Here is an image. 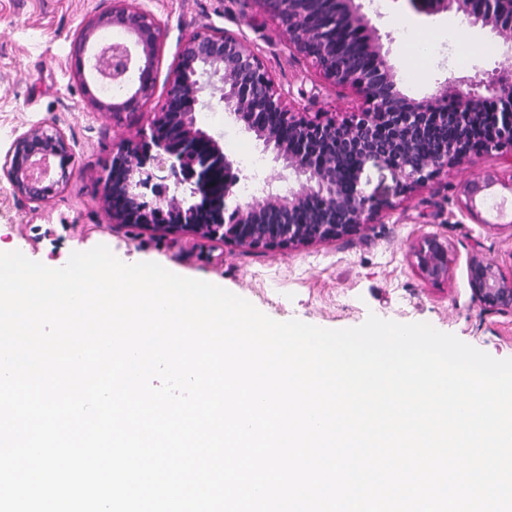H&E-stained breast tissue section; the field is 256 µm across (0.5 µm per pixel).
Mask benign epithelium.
I'll use <instances>...</instances> for the list:
<instances>
[{
  "mask_svg": "<svg viewBox=\"0 0 512 512\" xmlns=\"http://www.w3.org/2000/svg\"><path fill=\"white\" fill-rule=\"evenodd\" d=\"M260 8L279 20L291 35L292 48L312 61L319 76L329 83L358 93L365 107L352 118L312 119L284 102L259 56L243 53L238 37L229 32L197 31L184 42L163 111L156 113L150 133L137 146L119 147L105 178V198L112 199V219L122 224L148 225L151 204L145 203L149 188L169 201L175 222L166 230H186L205 238H222L253 247L297 245L334 239L355 233L369 224L384 207L385 199L365 194L361 176L370 163L386 167L403 179L407 191L433 178L441 169L471 159L475 154L498 151L512 144V65L499 66L461 80H446L426 101L406 95L389 65L381 37L355 0H256ZM454 10L472 24L490 29L512 45V0H434L428 11ZM102 26L123 29L128 39L88 46L89 31ZM349 33L362 37L371 59L356 63ZM162 39L161 24L133 0H115L112 13L98 17L75 41L78 72L84 75L83 55L92 50L91 73L98 82H115L131 69H139L149 81L141 83L114 112H136L153 95L154 64ZM210 64L204 77L212 96L224 110L242 121L275 160L295 176L297 186L282 194L268 189L242 207L235 206L232 220L224 219L226 200L237 179L226 178L221 192L213 191L217 171L229 173L233 162L218 142L196 125L195 113L180 109L189 99L198 103L200 83L184 75ZM453 95V111L444 108ZM488 101L503 104L497 113V137L484 146L471 147L461 139L440 154L420 153L415 140L429 127L452 121L463 130L472 114ZM277 116L275 125L266 116ZM69 152L64 134L57 128L35 125L18 136L5 155L3 172L15 193L30 201L41 200L48 173L36 167V158H56ZM356 164L348 184L341 181L345 157ZM167 170L157 177L154 170ZM70 173L61 171L50 183L62 184ZM512 191L494 171L464 184L461 204L473 212L496 185ZM418 266L431 280L448 274L450 249L437 237H427L415 251ZM473 297L489 308H512V277L478 258L469 266Z\"/></svg>",
  "mask_w": 512,
  "mask_h": 512,
  "instance_id": "obj_1",
  "label": "benign epithelium"
}]
</instances>
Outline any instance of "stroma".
I'll use <instances>...</instances> for the list:
<instances>
[{"label": "stroma", "mask_w": 512, "mask_h": 512, "mask_svg": "<svg viewBox=\"0 0 512 512\" xmlns=\"http://www.w3.org/2000/svg\"><path fill=\"white\" fill-rule=\"evenodd\" d=\"M378 29L389 64L404 92L431 96L439 82L474 75L505 61L507 45L460 14H429L409 0H359ZM114 0H0V161L17 136L35 125L59 128L72 157L66 186L42 202L13 192L0 172V251H18L46 266H64L70 255L107 246L122 262H156L183 277L204 278L246 299L278 321L297 319L327 329L361 325L368 315L399 323L431 324L494 358H512V309H490L469 287L472 258L512 271V191L492 188L477 214L459 202L467 182L495 170L512 175V152L494 151L444 169L410 192L400 177L367 165L366 194L392 202L355 234L296 246L253 248L190 232L116 223L103 199L112 153L134 145L163 105L183 42L210 29L236 35L245 51L261 58L276 88L312 118L350 117L362 101L351 89L326 83L310 61L292 50L287 31L263 13L256 0H137L161 24L154 66V94L137 112L115 113L86 102L98 82L75 75L73 41ZM431 35L432 53L415 66L409 33ZM496 43L492 55L464 63L445 49L459 36ZM199 128L212 135L233 161L240 183L267 181L287 191L294 179L265 151L254 134L224 110L218 99L195 107ZM427 236L450 247L447 277L425 278L413 252Z\"/></svg>", "instance_id": "1"}]
</instances>
